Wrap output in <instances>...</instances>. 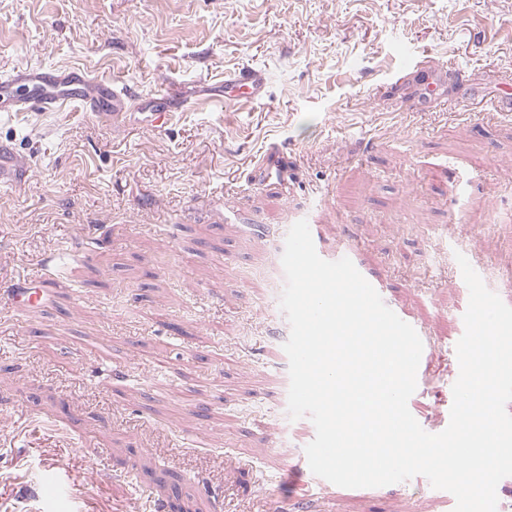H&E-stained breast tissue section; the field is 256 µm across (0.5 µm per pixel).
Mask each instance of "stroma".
<instances>
[{
    "mask_svg": "<svg viewBox=\"0 0 512 512\" xmlns=\"http://www.w3.org/2000/svg\"><path fill=\"white\" fill-rule=\"evenodd\" d=\"M449 64L420 107L397 76ZM269 76L224 107V72ZM48 68L118 77L159 131L69 106L0 115L25 167L0 179V512H454L423 476L312 492L278 476L309 442L287 414L290 326L279 301L286 234L360 266L424 324L445 379L412 396L433 418L469 292L455 255L485 248L495 287L512 242V0H0V77ZM294 194L246 179L270 143ZM52 286L14 311L22 278ZM109 472L87 479L91 449Z\"/></svg>",
    "mask_w": 512,
    "mask_h": 512,
    "instance_id": "35a3bbf8",
    "label": "stroma"
}]
</instances>
